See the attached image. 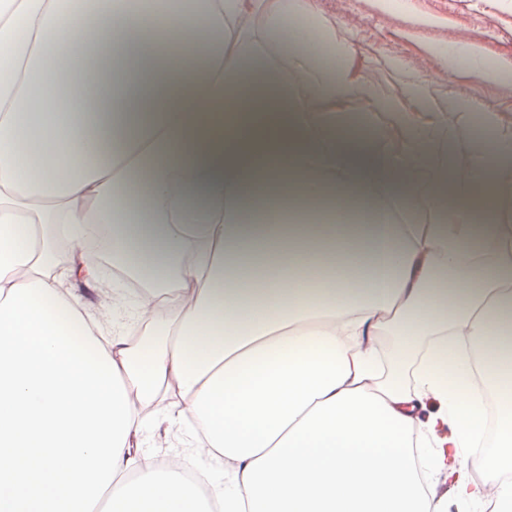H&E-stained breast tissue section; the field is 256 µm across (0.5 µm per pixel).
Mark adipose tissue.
Wrapping results in <instances>:
<instances>
[{"mask_svg": "<svg viewBox=\"0 0 512 512\" xmlns=\"http://www.w3.org/2000/svg\"><path fill=\"white\" fill-rule=\"evenodd\" d=\"M354 55L320 0H0V512H448L451 455L465 503L475 469L512 504V131L487 110L463 135L469 103L384 94ZM442 61L512 80L467 44ZM359 97L398 139L337 121ZM98 224L148 283L108 326L65 286L95 280ZM170 386L183 460L140 464Z\"/></svg>", "mask_w": 512, "mask_h": 512, "instance_id": "ef3b65f1", "label": "adipose tissue"}]
</instances>
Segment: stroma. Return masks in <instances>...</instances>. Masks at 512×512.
<instances>
[{
	"label": "stroma",
	"instance_id": "1",
	"mask_svg": "<svg viewBox=\"0 0 512 512\" xmlns=\"http://www.w3.org/2000/svg\"><path fill=\"white\" fill-rule=\"evenodd\" d=\"M337 35L352 42L359 65L377 67L384 89L395 92L404 78L428 84L435 107L465 100L468 126L482 109L500 113L512 128V82H484L465 69L443 71L439 50L467 43L493 64H512V0H321Z\"/></svg>",
	"mask_w": 512,
	"mask_h": 512
}]
</instances>
